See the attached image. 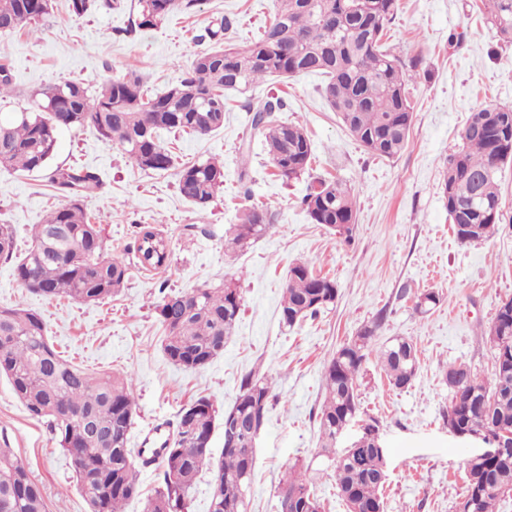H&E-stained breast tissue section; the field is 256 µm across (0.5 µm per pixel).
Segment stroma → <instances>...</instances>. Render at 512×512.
Instances as JSON below:
<instances>
[{
    "label": "stroma",
    "mask_w": 512,
    "mask_h": 512,
    "mask_svg": "<svg viewBox=\"0 0 512 512\" xmlns=\"http://www.w3.org/2000/svg\"><path fill=\"white\" fill-rule=\"evenodd\" d=\"M118 2L112 10L78 17L68 0H56L37 32L0 33V64L8 66L15 86L12 96L0 100V116L23 110L30 94L62 79L95 90L139 71L153 90H163L190 67L205 29L229 16L235 42L248 43L270 24L275 4L202 0L193 13H173L128 37L124 30L137 16V0ZM388 43L402 62L418 63L409 83L414 122L398 158H378L354 140L318 93L319 77L311 75L228 94L224 125L210 135L160 132V142L181 161L223 162L224 185L203 210L180 195L174 171L142 170L92 129H65L49 166L87 167L100 175L103 185L87 211L103 228L107 252L124 255L139 228L150 226L167 239L170 261L156 271L131 269L118 295L97 302L33 294L17 280L13 264L0 261V306L38 312L50 343L87 371L133 376L132 448L155 427L168 438L169 422L198 397L224 410L245 374L265 376L278 400L257 441L251 512H279L282 478L299 460L309 467L323 512H346L321 449V376L336 350L373 322L376 345L405 337L419 353L408 388H391L373 356L358 379L360 410L376 420L386 448L385 512H457L465 490L463 461L473 447L448 434L443 372L465 362L478 380L491 379L492 349L484 332L501 301L512 298V163L499 176L504 224L475 244L456 238L441 175L470 114L490 102H512V45L499 41L481 0H398ZM271 93L287 102L279 119L303 126L314 147L309 171L288 182L252 134L245 109ZM318 177L346 180L353 190L357 223L351 244L312 223L300 206ZM245 180L253 189L249 199L241 189ZM253 202L272 212L271 228L247 251L228 249V228ZM58 204L45 173L0 169V224L14 227L17 253H25L31 226ZM298 260L335 279L339 293L318 318L287 329L279 307L288 269ZM231 277L238 282L242 312L223 354L196 372L174 365L161 349L156 302L162 293L215 286ZM432 290L439 292V304L417 313L418 295ZM0 448L27 464L46 512H88L69 457L3 376Z\"/></svg>",
    "instance_id": "stroma-1"
}]
</instances>
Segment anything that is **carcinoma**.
Instances as JSON below:
<instances>
[{"label":"carcinoma","instance_id":"obj_1","mask_svg":"<svg viewBox=\"0 0 512 512\" xmlns=\"http://www.w3.org/2000/svg\"><path fill=\"white\" fill-rule=\"evenodd\" d=\"M137 28L157 26L172 12H190L201 0H137ZM270 25L254 42L224 41L235 20L221 19L200 40L211 46L196 53L176 84L153 96L142 91L135 71L90 93L82 83L61 80L31 96L29 108L0 120V169L48 170L59 130L90 127L107 144L117 145L144 170L176 169L184 199L203 210L224 186V164L195 161L176 164L158 140V131H190L205 136L224 125V92L245 91L259 80L306 74L322 77L320 91L344 128L372 155L394 159L406 146L413 123L407 74L383 38L397 13V0H276ZM112 8V0H69L82 16ZM489 22L499 39L512 43V0H486ZM54 10V0H0V31L28 29ZM135 28V29H137ZM130 29V32H135ZM285 100L270 96L252 113L250 127L263 141L278 175L294 179L313 155L303 127L277 119ZM463 144L448 156L442 194L457 239L471 244L492 237L502 220L497 173L512 161V104H488L469 118ZM61 203L32 227L31 246L15 259V233L0 224V261L16 260L17 279L46 298L99 301L111 297L128 279L125 260L106 252L100 225L90 222L85 201L103 181L86 168L55 170L48 176ZM313 223L353 240L357 213L351 187L343 180L318 179L300 201ZM272 224L269 210L245 209L229 230L228 245L244 248ZM160 233L138 232L134 258L143 268H161L169 250L151 251ZM336 280L314 273L301 261L288 269L280 320L291 328L336 302ZM164 327L163 351L175 365L197 371L224 352L241 313V296L233 280L216 288H195L165 295L156 305ZM377 325L362 328L324 366L325 396L318 414L324 449L332 459L338 495L347 512H384L382 490L387 477L385 450L371 441L336 451L337 434L360 424L358 378L371 352ZM493 349L490 386L478 381L464 362L448 365V427L469 434L500 435L512 440V298L502 302L485 332ZM378 363L395 389L409 387L418 372L412 340L396 338L378 353ZM0 375L29 414L47 420L57 444L68 455L90 512H124L141 494L140 471L128 447L136 409L134 379L127 374L95 376L63 358L49 344L41 315L19 306L0 308ZM278 399L264 378L244 376L233 405L218 413L201 397L176 416L172 444L162 457L160 482L143 512H189L191 492L203 469L212 471L210 512H248L255 454L247 446L252 430L265 427L271 402ZM95 415L104 434L87 441L80 416ZM240 422L237 448L220 457L210 448L219 419ZM303 465L288 467L283 483L297 492L288 509L320 512ZM467 487L458 512H495L494 504L512 494V453L469 457L464 461ZM0 512H45L41 489L8 448H0Z\"/></svg>","mask_w":512,"mask_h":512}]
</instances>
